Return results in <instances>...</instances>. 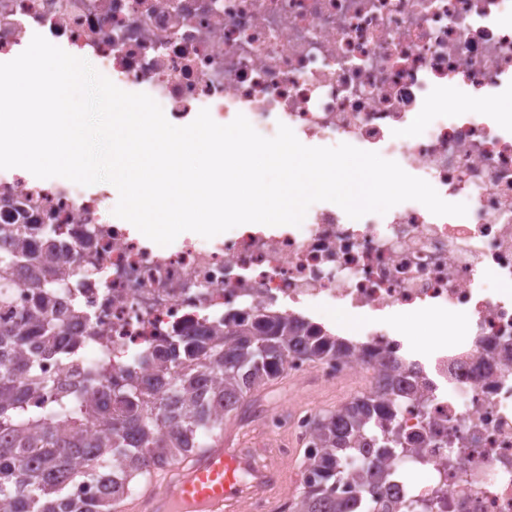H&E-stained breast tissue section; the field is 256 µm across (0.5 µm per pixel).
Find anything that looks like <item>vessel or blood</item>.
<instances>
[{"label":"vessel or blood","mask_w":512,"mask_h":512,"mask_svg":"<svg viewBox=\"0 0 512 512\" xmlns=\"http://www.w3.org/2000/svg\"><path fill=\"white\" fill-rule=\"evenodd\" d=\"M286 484L284 471L253 468L242 454L219 444L204 449L191 466L164 470L136 508L138 512H241L246 488L276 492Z\"/></svg>","instance_id":"b4317fda"}]
</instances>
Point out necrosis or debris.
<instances>
[{
	"label": "necrosis or debris",
	"instance_id": "necrosis-or-debris-1",
	"mask_svg": "<svg viewBox=\"0 0 512 512\" xmlns=\"http://www.w3.org/2000/svg\"><path fill=\"white\" fill-rule=\"evenodd\" d=\"M93 59L176 126L208 109L265 137L290 127L308 147L346 143L397 162L466 216L416 201L347 216L335 203L301 225L242 224L159 247L111 219L113 190L0 170V224H57L81 285L56 309L83 340L48 377L210 325L288 314L330 333L327 310L358 319L348 359L289 360V378L357 394L376 356L398 359L415 393L395 404L416 455L389 457L386 512H512V0H0V63L34 35ZM420 126L416 138L405 137ZM422 311L449 338L415 348L401 320ZM425 481H413L414 473Z\"/></svg>",
	"mask_w": 512,
	"mask_h": 512
}]
</instances>
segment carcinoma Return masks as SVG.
I'll list each match as a JSON object with an SVG mask.
<instances>
[{
  "label": "carcinoma",
  "instance_id": "carcinoma-1",
  "mask_svg": "<svg viewBox=\"0 0 512 512\" xmlns=\"http://www.w3.org/2000/svg\"><path fill=\"white\" fill-rule=\"evenodd\" d=\"M58 224H0V309L14 306V271L28 272L30 306L0 323V512H117L138 477H148L224 439V419L278 376L291 357L342 359L352 345L312 336L298 318L275 315L247 323L234 314L141 353L112 375L88 372L63 394L41 371L44 354L64 370L78 355L55 316L60 282L82 276ZM387 373L371 391L322 415L306 449L311 474L289 512H356L383 492L378 457L408 439L391 404L408 396L384 358ZM88 500L74 497L87 483Z\"/></svg>",
  "mask_w": 512,
  "mask_h": 512
}]
</instances>
